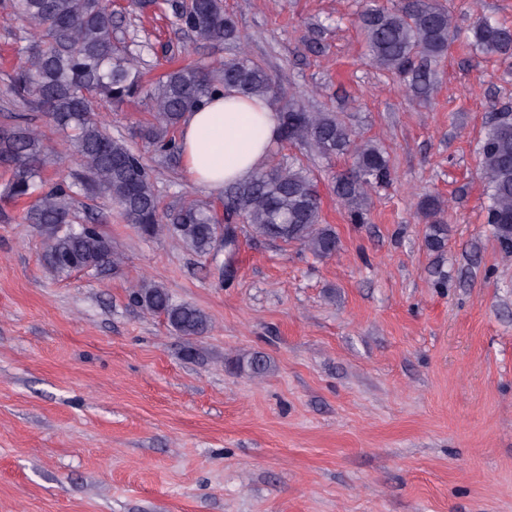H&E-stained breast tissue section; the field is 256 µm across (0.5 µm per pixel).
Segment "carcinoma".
I'll return each instance as SVG.
<instances>
[{"label": "carcinoma", "mask_w": 512, "mask_h": 512, "mask_svg": "<svg viewBox=\"0 0 512 512\" xmlns=\"http://www.w3.org/2000/svg\"><path fill=\"white\" fill-rule=\"evenodd\" d=\"M8 15L34 31L25 61L11 78L15 100L45 113L54 129L70 143L80 171L55 187L42 189L48 163L45 134L25 122L0 128V167L10 173L6 201L34 198L26 220L47 229L44 243L48 269L67 277L75 271H118L124 255L95 224L77 223L72 207L80 194L104 193L126 222L150 237H168L206 256L216 249L223 220L234 217L253 234L268 240L297 243L319 257L336 253L339 238L323 223L320 195L310 166L298 157L282 159L253 178L228 188L224 216L199 199L182 200L163 209L141 154L107 130L93 112L103 97L118 107L142 95L152 119L137 128L145 146L165 156L178 153L175 138L183 116L198 108L219 87L259 97L279 112L280 141L299 144L325 160L349 156L353 168L336 176L333 192L354 224L365 223L369 191L390 180V162L378 144L358 138L334 112H310L300 102L280 103L269 75L245 54L217 67L181 66L155 83L143 81L136 58L119 49L113 37L108 0H5ZM181 29L203 43L238 42L241 35L224 0H189L174 5ZM372 63L406 75L415 60L442 57L454 34L453 17L440 0H398L392 6L368 0L358 18ZM473 40L489 56L512 57V28L487 18L473 26ZM480 178L488 205L487 223L507 253H512V113L492 118L479 149ZM424 217L435 218L442 202L428 195L420 202ZM132 301L144 311L164 317L185 341L205 335L210 319L201 309L173 300L160 283H141ZM260 352L239 357L233 368L253 376L273 370Z\"/></svg>", "instance_id": "cac0c4a2"}]
</instances>
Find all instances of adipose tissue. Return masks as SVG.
Returning a JSON list of instances; mask_svg holds the SVG:
<instances>
[{"instance_id":"adipose-tissue-1","label":"adipose tissue","mask_w":512,"mask_h":512,"mask_svg":"<svg viewBox=\"0 0 512 512\" xmlns=\"http://www.w3.org/2000/svg\"><path fill=\"white\" fill-rule=\"evenodd\" d=\"M279 115L259 98L216 90L180 126L181 167L192 184L216 193L249 180L269 159Z\"/></svg>"}]
</instances>
